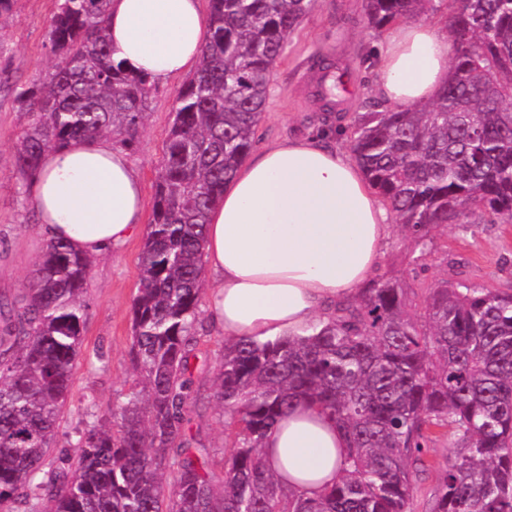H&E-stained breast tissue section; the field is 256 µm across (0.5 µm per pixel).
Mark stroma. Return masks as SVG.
Returning a JSON list of instances; mask_svg holds the SVG:
<instances>
[{"instance_id":"1","label":"stroma","mask_w":512,"mask_h":512,"mask_svg":"<svg viewBox=\"0 0 512 512\" xmlns=\"http://www.w3.org/2000/svg\"><path fill=\"white\" fill-rule=\"evenodd\" d=\"M55 7L56 0H13L11 13L0 19V300H19L44 249L36 234L38 217L27 204L26 182L11 156L26 122L16 96L51 65L47 22ZM381 39V33L369 28L364 19L363 0H316L274 66L267 108L256 128L257 146L323 133L329 143L349 149L344 127L353 113L378 99L374 74ZM321 60L348 71L355 87L349 97L337 99L330 111L311 96ZM184 84L179 78L152 86L144 122L127 145L148 201L154 195L165 139ZM143 244V237H134L91 264L83 295V344L56 433L55 453L68 450L77 432L94 415L119 407L135 386L132 301ZM414 254L402 229L393 228L380 273L410 281ZM457 275L473 288L512 289V224H490L472 215L464 226L436 228L424 276L438 282ZM223 355V336L211 325H204L192 360L193 388L201 398L188 409L181 437L185 447L201 451L208 471L217 480L223 477L224 460L231 448L224 434L231 416L216 401L213 388ZM431 446V465L415 479L410 512H431L433 493L453 453V439L445 432L437 433Z\"/></svg>"}]
</instances>
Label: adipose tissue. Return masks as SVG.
Listing matches in <instances>:
<instances>
[{
    "label": "adipose tissue",
    "instance_id": "obj_1",
    "mask_svg": "<svg viewBox=\"0 0 512 512\" xmlns=\"http://www.w3.org/2000/svg\"><path fill=\"white\" fill-rule=\"evenodd\" d=\"M115 59L164 85L195 73L208 30L203 0H112ZM444 24L392 27L379 50L376 92L422 105L446 85ZM28 198L45 242L98 257L144 229V194L127 151L92 136L44 153ZM392 226L354 156L321 137L285 138L248 157L212 205L204 268L206 311L225 338L265 341L328 320L379 270ZM347 439L336 422L296 402L263 443L273 472L315 498L339 478Z\"/></svg>",
    "mask_w": 512,
    "mask_h": 512
}]
</instances>
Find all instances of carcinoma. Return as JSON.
I'll list each match as a JSON object with an SVG mask.
<instances>
[{"label": "carcinoma", "instance_id": "carcinoma-1", "mask_svg": "<svg viewBox=\"0 0 512 512\" xmlns=\"http://www.w3.org/2000/svg\"><path fill=\"white\" fill-rule=\"evenodd\" d=\"M199 70L182 89L165 142L132 303L131 355L141 388L80 431L45 466L83 342L90 259L46 246L16 314L0 326V508L4 512H409L436 430H451L432 512H512V291L461 280L416 287L380 275L326 322L273 341H224L214 396L234 420L215 486L178 443L194 399L207 214L255 145L269 77L314 0H209ZM111 0H57L54 63L17 96L27 124L13 163L88 136L129 138L151 79L113 57ZM382 30L440 15L450 76L427 106L358 112L351 150L406 235L465 213L512 223V0H364ZM419 299L422 319L409 313ZM300 398L345 431L342 475L318 498L284 486L262 453Z\"/></svg>", "mask_w": 512, "mask_h": 512}]
</instances>
